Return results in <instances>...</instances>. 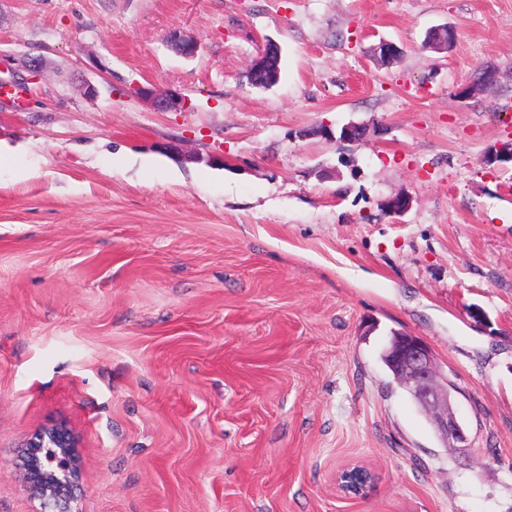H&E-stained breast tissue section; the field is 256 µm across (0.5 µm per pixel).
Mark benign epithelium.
<instances>
[{"label":"benign epithelium","mask_w":512,"mask_h":512,"mask_svg":"<svg viewBox=\"0 0 512 512\" xmlns=\"http://www.w3.org/2000/svg\"><path fill=\"white\" fill-rule=\"evenodd\" d=\"M170 43L187 58L197 50L196 42L177 33L170 35ZM278 58L280 48L266 44L250 68L251 81L258 85L267 83L266 63ZM140 96L159 112L175 110L182 104L175 95L152 87L140 88ZM369 131L367 124L349 123L342 127L339 140L359 142ZM385 362L417 405L433 417L440 438L452 448H466L468 438L450 400L448 376L439 372L429 345L419 336L399 333L389 343ZM76 448L75 437L64 427L41 430L25 444L18 466L24 471L30 490L42 501L43 512H78L82 461Z\"/></svg>","instance_id":"1"}]
</instances>
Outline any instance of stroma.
<instances>
[{
  "instance_id": "obj_1",
  "label": "stroma",
  "mask_w": 512,
  "mask_h": 512,
  "mask_svg": "<svg viewBox=\"0 0 512 512\" xmlns=\"http://www.w3.org/2000/svg\"><path fill=\"white\" fill-rule=\"evenodd\" d=\"M487 64L495 94L459 99ZM0 77L26 84L0 145L35 173L0 166V512H40L17 461L56 424L80 512H512V163L488 161L512 0H0ZM352 122L373 131L320 134ZM393 330L430 346L467 448L386 370ZM280 48L275 44L268 43L262 50L259 57L255 60V64L249 69L250 79L253 83L261 85L267 83L266 63L280 58ZM139 91L140 96L159 112L176 110L181 104H184L175 95L152 87H141Z\"/></svg>"
}]
</instances>
